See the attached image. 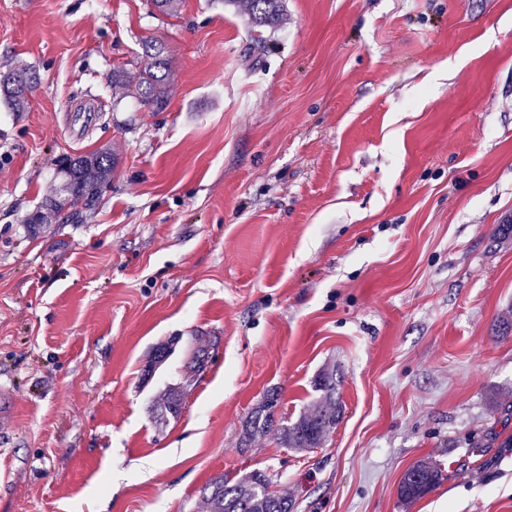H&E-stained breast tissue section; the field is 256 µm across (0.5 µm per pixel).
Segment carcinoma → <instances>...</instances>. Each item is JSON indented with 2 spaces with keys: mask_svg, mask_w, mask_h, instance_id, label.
I'll use <instances>...</instances> for the list:
<instances>
[{
  "mask_svg": "<svg viewBox=\"0 0 512 512\" xmlns=\"http://www.w3.org/2000/svg\"><path fill=\"white\" fill-rule=\"evenodd\" d=\"M248 15L256 28H274L283 18L282 0H234ZM145 52L151 64L132 78L127 72H112V88L122 95L133 97L146 106H162L168 99L171 88V68L166 47L159 41L146 44ZM31 77L25 73H12L0 78V99L12 111H23L26 103L24 85H30ZM115 160L107 151H96L75 157L64 158L57 166L56 174L64 177L59 192L42 205L32 222L45 219V213L58 215L64 211L73 215L89 206L99 193L101 186L112 174ZM335 374L325 371L317 375L314 389L320 393L316 405L292 421L279 423L274 418L277 398L267 397L254 408L243 429V441L249 442L270 430L279 434L281 444L291 450L308 451L317 448L328 432L336 426L339 409L332 394L335 391ZM181 395L178 389L170 388L154 407L158 420L164 422L180 411ZM440 479L439 470L428 461H420L403 475L400 496L411 502L424 494ZM211 492L206 497L210 512H291L292 502L270 489V479L263 471L245 474L231 483L218 477L210 484Z\"/></svg>",
  "mask_w": 512,
  "mask_h": 512,
  "instance_id": "carcinoma-1",
  "label": "carcinoma"
}]
</instances>
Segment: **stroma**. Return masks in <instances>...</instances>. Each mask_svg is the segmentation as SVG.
<instances>
[{"label":"stroma","instance_id":"obj_1","mask_svg":"<svg viewBox=\"0 0 512 512\" xmlns=\"http://www.w3.org/2000/svg\"><path fill=\"white\" fill-rule=\"evenodd\" d=\"M283 5L259 31L219 0H0V75L37 77L0 105V512H208L254 470L293 512H512V0ZM155 40L159 109L112 90ZM101 149L96 202L31 223ZM324 369L321 446L242 443ZM422 460L440 481L404 502ZM181 395L177 388H169L154 407L158 420L166 421L168 415L177 416L180 411Z\"/></svg>","mask_w":512,"mask_h":512}]
</instances>
